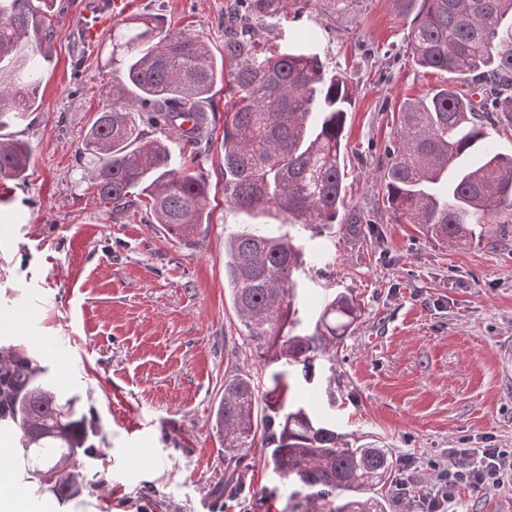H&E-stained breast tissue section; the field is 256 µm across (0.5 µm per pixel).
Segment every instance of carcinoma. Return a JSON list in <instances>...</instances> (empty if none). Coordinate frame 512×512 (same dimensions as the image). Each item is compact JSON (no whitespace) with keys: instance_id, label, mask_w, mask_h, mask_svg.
Here are the masks:
<instances>
[{"instance_id":"obj_1","label":"carcinoma","mask_w":512,"mask_h":512,"mask_svg":"<svg viewBox=\"0 0 512 512\" xmlns=\"http://www.w3.org/2000/svg\"><path fill=\"white\" fill-rule=\"evenodd\" d=\"M329 14H350L362 0H317ZM50 0H0V130L37 111L41 82L37 47L52 29L41 20ZM408 22L415 64L454 75L425 96L406 101L397 116L384 172L387 208L397 224H416L448 245L475 235V225L512 215V154L491 132L512 128V0H386ZM312 0H232L224 12V57L205 41L154 14L113 27L112 88L84 135L93 163L90 182L112 212L135 206L146 223L190 243L206 212L208 182L177 162L179 150L210 137L208 115L224 81V200L251 222L224 240V281L244 328L249 355L267 371V386L245 369L230 370L211 416V431L234 464L261 439L279 479L300 486L288 512H388L375 494L393 489L394 461L383 448L341 442L336 426L297 399L299 379L311 381L321 361L360 317L347 293H331L310 335L300 323L296 288L305 252L324 262L322 240L346 207L344 128L353 86L329 66L328 54L282 41V21ZM264 31V38L257 37ZM462 80L471 87L463 94ZM480 95V103L473 96ZM162 137L148 140L142 126ZM32 149L0 136V181H23ZM299 227L308 237L279 233ZM38 369L19 352L0 356V418L23 434L24 458L61 496L73 494L83 420L70 403L36 382ZM60 465L50 473L48 466Z\"/></svg>"}]
</instances>
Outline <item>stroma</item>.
Wrapping results in <instances>:
<instances>
[{"label": "stroma", "instance_id": "1", "mask_svg": "<svg viewBox=\"0 0 512 512\" xmlns=\"http://www.w3.org/2000/svg\"><path fill=\"white\" fill-rule=\"evenodd\" d=\"M228 2L136 0L134 11L163 15L219 57ZM83 3L55 0L45 11L53 33L42 44V106L0 132L32 148L26 179L0 186V353L25 351L40 381L74 400L90 449L85 485L64 499L41 483L10 420L0 423L12 450L4 463L32 512H284L295 487L271 472L263 447L242 461V481L223 484L224 450L210 426L225 372L251 364L224 284V238L243 222L224 203V88L207 106L210 221L194 241L168 237L139 209L113 213L79 155L112 85L110 40L85 42ZM288 29L329 48L355 89L347 207L331 229L336 260L321 283L299 289L296 331L313 332L329 286L356 296L361 316L300 397L327 410L351 445L375 444L397 462L512 448V223L446 248L417 225L393 223L382 205L397 113L445 75L414 65L408 25L385 0L349 15L307 12ZM31 302L37 315L20 327L15 312ZM459 500L463 512H512V488L465 487Z\"/></svg>", "mask_w": 512, "mask_h": 512}]
</instances>
